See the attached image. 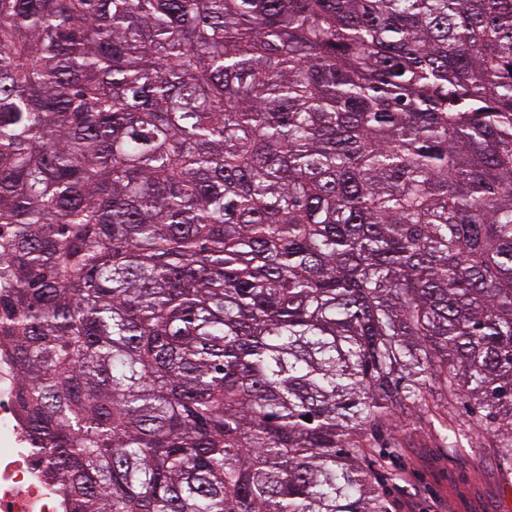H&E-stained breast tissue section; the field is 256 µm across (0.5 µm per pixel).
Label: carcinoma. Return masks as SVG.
I'll list each match as a JSON object with an SVG mask.
<instances>
[{
    "label": "carcinoma",
    "mask_w": 512,
    "mask_h": 512,
    "mask_svg": "<svg viewBox=\"0 0 512 512\" xmlns=\"http://www.w3.org/2000/svg\"><path fill=\"white\" fill-rule=\"evenodd\" d=\"M2 224L68 512H390L440 395L512 459V0H0Z\"/></svg>",
    "instance_id": "carcinoma-1"
}]
</instances>
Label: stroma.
I'll return each instance as SVG.
<instances>
[{"instance_id": "1", "label": "stroma", "mask_w": 512, "mask_h": 512, "mask_svg": "<svg viewBox=\"0 0 512 512\" xmlns=\"http://www.w3.org/2000/svg\"><path fill=\"white\" fill-rule=\"evenodd\" d=\"M453 416L466 433L459 451L449 448L438 420L408 411L400 416V430L381 428L383 444L402 448L379 468L391 512H502L512 470L498 455L493 424L483 423L481 409L470 403L456 404Z\"/></svg>"}]
</instances>
